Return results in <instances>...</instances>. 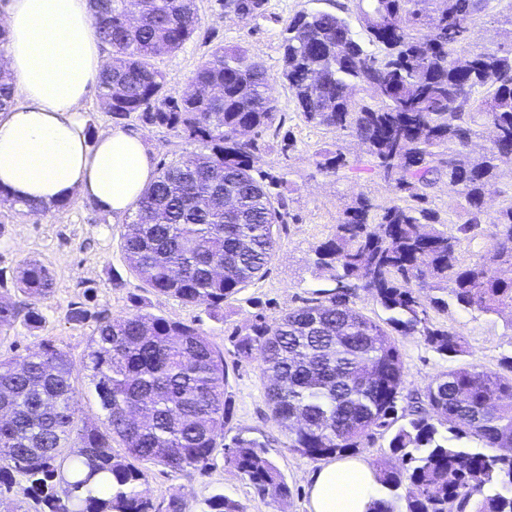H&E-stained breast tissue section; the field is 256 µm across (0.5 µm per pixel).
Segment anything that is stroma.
<instances>
[{
    "mask_svg": "<svg viewBox=\"0 0 512 512\" xmlns=\"http://www.w3.org/2000/svg\"><path fill=\"white\" fill-rule=\"evenodd\" d=\"M198 6L199 28L182 49L160 62L170 93L184 91L192 71L224 45L244 46L264 63L272 78L271 95L278 107L276 126L256 136L252 156L253 175L274 176L277 183L271 191L286 204L285 222L277 228L276 253L267 274L225 301L223 309L210 313L160 295L130 273L120 248L127 219H112L82 198L72 200L68 207L31 217L16 216L0 205V295L22 300L13 273L26 259L39 260L55 277L54 293L41 305V326L31 330L21 326L15 334L1 338L0 355L10 357L49 339L68 352L75 367H82L93 325L67 321V309L75 303L86 305L91 313L112 317L136 306L145 313L195 325L223 352L228 367L233 408L227 436L242 431L268 440V455L286 479L290 495L279 502L259 496L219 448L201 473L176 475L145 465L146 487L154 503L165 505L169 496L176 495L183 500L185 512H203L206 500L221 493L238 503L243 512H307V480L318 464L289 449L287 438L270 417L259 360L238 359L232 336L257 318L271 322L289 310L323 300L335 283L315 269L314 250L334 233L344 202L362 193L388 204L396 200L397 193L369 172L342 167L323 175L315 169L317 150L340 148L352 155L357 147L339 132L304 122L281 77L285 23L298 11L312 9L311 0H266L262 16L248 24L227 16L221 0H199ZM490 12L494 22L473 25L465 43L467 51L502 43L500 20L512 14V0H492ZM124 125L140 134L155 165L189 149L174 131L145 127L137 116H130ZM428 318L435 326L462 336L468 361L481 368L499 370L503 358L512 356V329L506 326V316L470 313L452 304L445 310H429ZM396 341L407 390L423 389L447 369V362L422 336L400 335Z\"/></svg>",
    "mask_w": 512,
    "mask_h": 512,
    "instance_id": "obj_1",
    "label": "stroma"
}]
</instances>
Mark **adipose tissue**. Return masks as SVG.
Masks as SVG:
<instances>
[{"mask_svg": "<svg viewBox=\"0 0 512 512\" xmlns=\"http://www.w3.org/2000/svg\"><path fill=\"white\" fill-rule=\"evenodd\" d=\"M89 0H10L7 69L22 95L0 114V189L51 207L77 197L124 217L154 177L141 137L118 127L89 138L81 109L107 57L91 32ZM374 471L342 457L309 477L308 512H367Z\"/></svg>", "mask_w": 512, "mask_h": 512, "instance_id": "ef3b65f1", "label": "adipose tissue"}]
</instances>
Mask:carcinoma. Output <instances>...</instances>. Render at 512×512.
<instances>
[{
  "instance_id": "carcinoma-1",
  "label": "carcinoma",
  "mask_w": 512,
  "mask_h": 512,
  "mask_svg": "<svg viewBox=\"0 0 512 512\" xmlns=\"http://www.w3.org/2000/svg\"><path fill=\"white\" fill-rule=\"evenodd\" d=\"M491 0H357L360 30L327 8L294 14L282 40V78L303 120L351 138L360 152L314 154L317 172L366 170L402 193L379 204L364 194L345 204L314 265L336 292L268 323L238 330V358L261 361L271 418L288 447L316 461L359 448L373 430L397 422L404 373L393 332L417 333L453 365L408 392L389 440L400 462L377 473L382 494L369 512H512V356L502 371L463 361L465 340L429 322L448 301L481 314L512 312V200L490 214L488 187L512 184V46L457 50ZM93 25L111 50L98 93L120 124L175 130L195 149L163 165L135 204L122 235L129 269L155 292L217 310L264 277L285 223L282 198L251 173L255 142L278 113L264 64L240 46H220L189 79L192 92L168 93L156 61L186 43L201 23L196 0H91ZM15 101L0 71V112ZM494 127L496 140L477 144ZM447 182L459 195L457 221L441 229L430 208ZM15 213L47 207L0 197ZM484 240L464 264L462 242ZM16 286L29 303L0 296V337L17 322L40 326L54 275L25 259ZM362 289L389 313L375 321L349 306ZM87 378L102 412L78 417L77 376L53 341L0 358V486L55 478L51 512H156L140 463L173 473L207 469L224 455L256 491L274 500L290 488L267 444L224 429L232 399L224 356L199 328L139 310L98 316L86 354ZM437 423H432V420ZM446 427L441 433L438 426ZM125 449L112 452V442ZM476 442L485 448L474 452ZM207 512H241L222 494Z\"/></svg>"
}]
</instances>
